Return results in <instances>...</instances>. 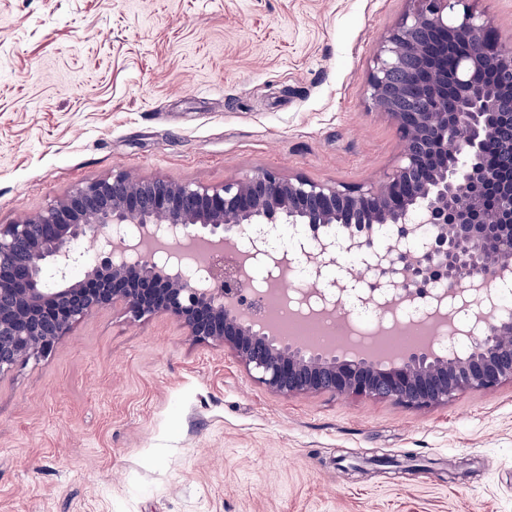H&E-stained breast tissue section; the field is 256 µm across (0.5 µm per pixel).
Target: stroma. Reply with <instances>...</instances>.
<instances>
[{"instance_id":"stroma-1","label":"stroma","mask_w":512,"mask_h":512,"mask_svg":"<svg viewBox=\"0 0 512 512\" xmlns=\"http://www.w3.org/2000/svg\"><path fill=\"white\" fill-rule=\"evenodd\" d=\"M406 0H0V224L117 171L367 187ZM0 512H512V384L409 409L283 397L121 306L0 375Z\"/></svg>"}]
</instances>
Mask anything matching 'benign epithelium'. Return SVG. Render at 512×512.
I'll return each mask as SVG.
<instances>
[{"label":"benign epithelium","mask_w":512,"mask_h":512,"mask_svg":"<svg viewBox=\"0 0 512 512\" xmlns=\"http://www.w3.org/2000/svg\"><path fill=\"white\" fill-rule=\"evenodd\" d=\"M406 2L367 79L368 109L387 114L403 143L392 172L366 189L274 170L214 186L132 185L117 172L0 224V374L47 353L92 312L120 305L138 321L176 317L192 340L223 344L286 397L330 392L422 409L512 383V316L495 312L486 289L512 270V54L502 52L471 0ZM450 53L459 66L452 80ZM491 140L501 146L494 167L483 160ZM255 224L300 226L318 258L303 248L292 255L269 249L262 232L250 235ZM197 238L215 248L204 265L207 287L183 266L185 245ZM81 239L93 247L92 262L82 279L60 288L86 262L75 248ZM348 253L361 256L368 274L330 276ZM245 259L264 271L262 282L243 280ZM301 259L314 290L286 280ZM21 264L31 270L24 288ZM274 287L331 315L349 314L354 296L395 326L413 302L430 317L450 310L467 321L468 350L447 356L425 347L391 364L309 350L262 330L261 289Z\"/></svg>","instance_id":"1"}]
</instances>
